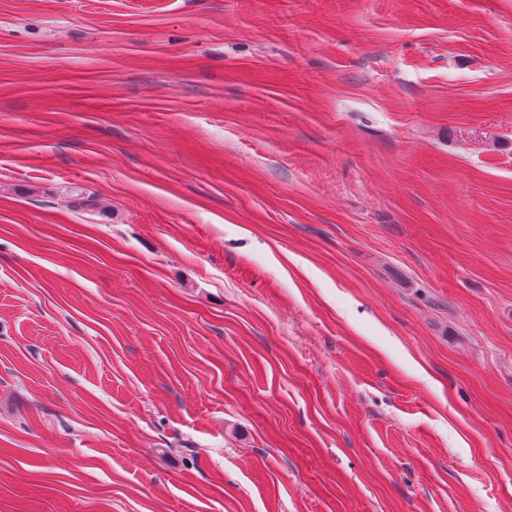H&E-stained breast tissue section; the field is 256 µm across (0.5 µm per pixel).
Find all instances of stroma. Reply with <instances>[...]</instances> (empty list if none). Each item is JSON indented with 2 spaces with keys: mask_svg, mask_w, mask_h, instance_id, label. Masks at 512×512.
I'll return each instance as SVG.
<instances>
[{
  "mask_svg": "<svg viewBox=\"0 0 512 512\" xmlns=\"http://www.w3.org/2000/svg\"><path fill=\"white\" fill-rule=\"evenodd\" d=\"M0 512H512V0H0Z\"/></svg>",
  "mask_w": 512,
  "mask_h": 512,
  "instance_id": "1",
  "label": "stroma"
}]
</instances>
